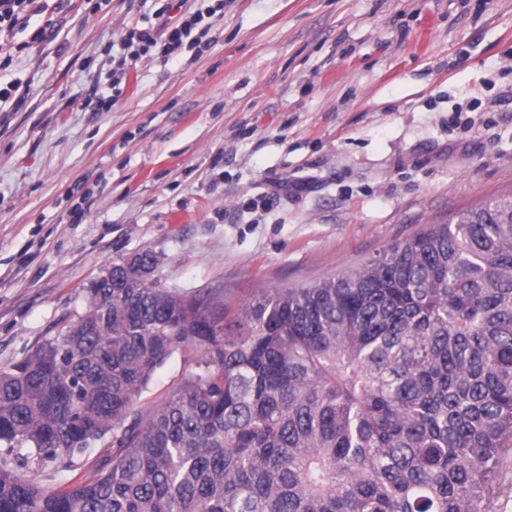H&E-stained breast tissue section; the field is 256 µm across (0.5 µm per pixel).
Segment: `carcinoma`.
<instances>
[{
    "mask_svg": "<svg viewBox=\"0 0 512 512\" xmlns=\"http://www.w3.org/2000/svg\"><path fill=\"white\" fill-rule=\"evenodd\" d=\"M150 250L0 370V512H493L512 451V197L217 309ZM163 402L143 396L173 359ZM110 439L66 488L32 469Z\"/></svg>",
    "mask_w": 512,
    "mask_h": 512,
    "instance_id": "carcinoma-1",
    "label": "carcinoma"
}]
</instances>
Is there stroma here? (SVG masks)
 Returning a JSON list of instances; mask_svg holds the SVG:
<instances>
[{"label": "stroma", "mask_w": 512, "mask_h": 512, "mask_svg": "<svg viewBox=\"0 0 512 512\" xmlns=\"http://www.w3.org/2000/svg\"><path fill=\"white\" fill-rule=\"evenodd\" d=\"M152 12L58 0L51 27L14 31L29 90L0 112V369L131 253H156L161 287L238 306L512 195V0H224L207 49L142 61L111 111L87 107ZM110 452L32 477L64 487Z\"/></svg>", "instance_id": "obj_1"}]
</instances>
